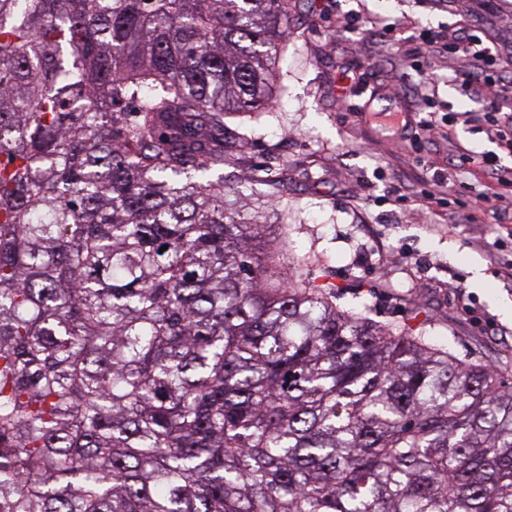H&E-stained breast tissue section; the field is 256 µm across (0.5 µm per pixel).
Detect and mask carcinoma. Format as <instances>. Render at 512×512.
<instances>
[{
    "label": "carcinoma",
    "mask_w": 512,
    "mask_h": 512,
    "mask_svg": "<svg viewBox=\"0 0 512 512\" xmlns=\"http://www.w3.org/2000/svg\"><path fill=\"white\" fill-rule=\"evenodd\" d=\"M289 4L0 0V512H512L498 373L226 199Z\"/></svg>",
    "instance_id": "1"
}]
</instances>
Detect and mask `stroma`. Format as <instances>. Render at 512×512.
<instances>
[{
	"instance_id": "obj_1",
	"label": "stroma",
	"mask_w": 512,
	"mask_h": 512,
	"mask_svg": "<svg viewBox=\"0 0 512 512\" xmlns=\"http://www.w3.org/2000/svg\"><path fill=\"white\" fill-rule=\"evenodd\" d=\"M355 7L396 23L398 42L346 33L342 14ZM463 11L492 40L512 45V0H291L278 64L285 93L259 120L225 117L236 161L224 168V186L229 199L266 203L263 223L288 225L280 261L289 275L321 288L338 309L437 337L460 360L497 370L510 388L512 320L498 303L512 301V215L468 218L463 201L489 183L476 170L458 175L444 206L414 200L447 172L452 144L512 168V147L488 139L486 106L462 94L453 65L431 62L441 82L430 101L413 68L419 32L448 30ZM431 103L437 116L466 111L470 119L456 121L451 137L393 148ZM283 164L288 178L278 192L255 182L257 168ZM496 240L492 262L484 247Z\"/></svg>"
}]
</instances>
